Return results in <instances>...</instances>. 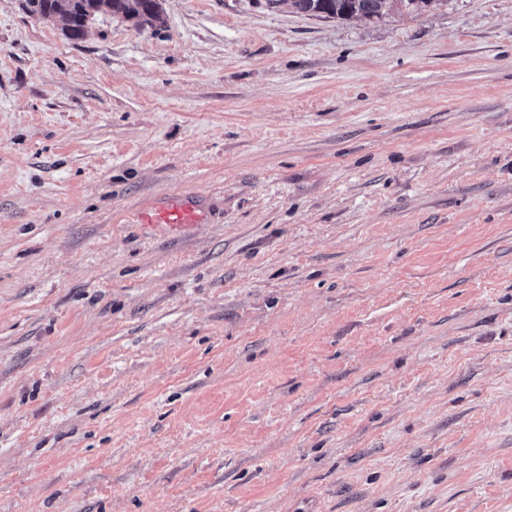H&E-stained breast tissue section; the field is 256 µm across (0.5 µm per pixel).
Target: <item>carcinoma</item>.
<instances>
[{
    "label": "carcinoma",
    "instance_id": "carcinoma-1",
    "mask_svg": "<svg viewBox=\"0 0 512 512\" xmlns=\"http://www.w3.org/2000/svg\"><path fill=\"white\" fill-rule=\"evenodd\" d=\"M288 2L299 13L320 18L381 20L406 5L412 13L437 7L446 0H268L271 5ZM31 12L42 18H57L63 33L71 40L84 37L90 20L106 9L132 20L139 27L163 22L160 0H28Z\"/></svg>",
    "mask_w": 512,
    "mask_h": 512
}]
</instances>
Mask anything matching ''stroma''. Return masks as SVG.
Wrapping results in <instances>:
<instances>
[{"mask_svg":"<svg viewBox=\"0 0 512 512\" xmlns=\"http://www.w3.org/2000/svg\"><path fill=\"white\" fill-rule=\"evenodd\" d=\"M161 6L0 0V512H512V0ZM31 12L42 18H59L71 40L84 37L90 20L106 9L133 20L138 27H154L163 21L160 0H28ZM288 2L296 12L320 18L381 20L392 13L402 12L399 3L412 13L437 7L446 0H268L270 5ZM195 218L196 215L190 206L174 205L170 208L158 210L153 214L145 213L143 221L149 226L156 224H169L174 226L192 222Z\"/></svg>","mask_w":512,"mask_h":512,"instance_id":"obj_1","label":"stroma"}]
</instances>
